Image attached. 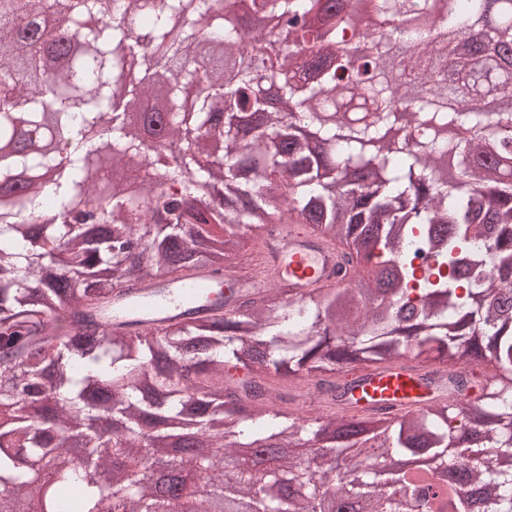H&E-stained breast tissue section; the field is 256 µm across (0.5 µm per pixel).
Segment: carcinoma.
Here are the masks:
<instances>
[{
  "label": "carcinoma",
  "mask_w": 512,
  "mask_h": 512,
  "mask_svg": "<svg viewBox=\"0 0 512 512\" xmlns=\"http://www.w3.org/2000/svg\"><path fill=\"white\" fill-rule=\"evenodd\" d=\"M325 2L55 0L78 35L55 57L42 0H0V512L47 466L58 480L36 512H111L118 494L124 512H177L150 473L105 466L165 448L139 425L155 390L161 418L197 417L196 450L168 465L203 497L227 485L256 512H309L317 493L366 512H473L432 483L463 465L485 512H512V386L499 381L512 375V62L498 61L512 0ZM246 11L275 33L246 44ZM162 97L184 152L159 167L129 114L151 126L146 104ZM355 100L370 114L359 125L342 112ZM396 114L411 130L398 142L384 137ZM48 132L67 164L36 144ZM255 224L307 226L340 250L349 285L103 326L114 288L154 265L221 273ZM405 358L448 377L427 407L296 415L299 390L343 398V369ZM99 387L125 427L83 463L65 448L101 413L87 403ZM416 457L431 472L403 474L401 500L390 461Z\"/></svg>",
  "instance_id": "1"
}]
</instances>
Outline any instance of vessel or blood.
<instances>
[{
	"instance_id": "obj_1",
	"label": "vessel or blood",
	"mask_w": 512,
	"mask_h": 512,
	"mask_svg": "<svg viewBox=\"0 0 512 512\" xmlns=\"http://www.w3.org/2000/svg\"><path fill=\"white\" fill-rule=\"evenodd\" d=\"M342 257L331 244L319 241L310 231H292L287 225H273L259 249L242 264L224 273L225 284L239 295L275 285L299 292L328 285L346 286L340 271ZM217 280L205 271L167 279L164 284L150 282L138 289L116 288L113 293L112 320L122 322L143 314L156 321L182 314L202 298L213 297ZM432 389L409 363L399 362L384 370L358 378L351 402H337V409L353 405L367 410L401 413L422 408Z\"/></svg>"
}]
</instances>
